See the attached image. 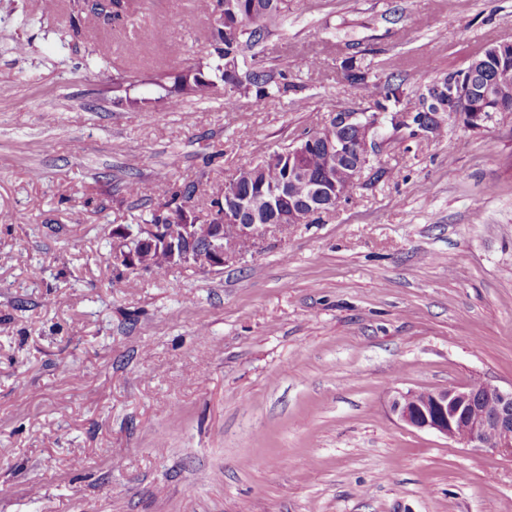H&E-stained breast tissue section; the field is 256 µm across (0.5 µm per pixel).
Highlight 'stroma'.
Returning <instances> with one entry per match:
<instances>
[{
  "label": "stroma",
  "mask_w": 512,
  "mask_h": 512,
  "mask_svg": "<svg viewBox=\"0 0 512 512\" xmlns=\"http://www.w3.org/2000/svg\"><path fill=\"white\" fill-rule=\"evenodd\" d=\"M133 7L91 31L83 0H0V512H512L511 460L389 412L398 390L512 386V112L380 139L388 177L221 271L112 256L161 181L217 190L370 111L351 52L415 102L512 41V0H290L257 63L289 59L299 99L150 121L113 105L115 71L171 66L173 41L207 56L210 22L196 0Z\"/></svg>",
  "instance_id": "obj_1"
}]
</instances>
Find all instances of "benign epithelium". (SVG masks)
I'll use <instances>...</instances> for the list:
<instances>
[{"label": "benign epithelium", "instance_id": "obj_1", "mask_svg": "<svg viewBox=\"0 0 512 512\" xmlns=\"http://www.w3.org/2000/svg\"><path fill=\"white\" fill-rule=\"evenodd\" d=\"M448 96V114L460 113V102L472 96L470 83L459 76L448 79V87L441 85L423 94L430 101L437 96ZM341 118L356 129L351 142H333L326 132H313L304 139L299 149L325 143L330 152L351 158L342 168L344 176L332 177V185L343 181L363 183L364 173L371 162V153L384 128L382 112H342ZM224 211L212 212L207 222L212 225L207 248L195 246V225L181 227L180 238H172L162 224H143L141 244H158L165 250L166 264L173 270L193 268L214 270L224 267V236L232 234L256 239L283 228L281 224H243L242 215L247 206L238 194L234 180L224 184ZM323 196L316 185L309 188L305 205L294 211V220L303 224L309 220L316 201ZM113 258L126 270L139 269L137 254L125 249V234H114ZM389 410L397 421L417 430L435 432L463 448H485L493 442L492 450L512 459V386L505 389L488 379H474L451 388H436L420 392H397L390 401Z\"/></svg>", "mask_w": 512, "mask_h": 512}]
</instances>
